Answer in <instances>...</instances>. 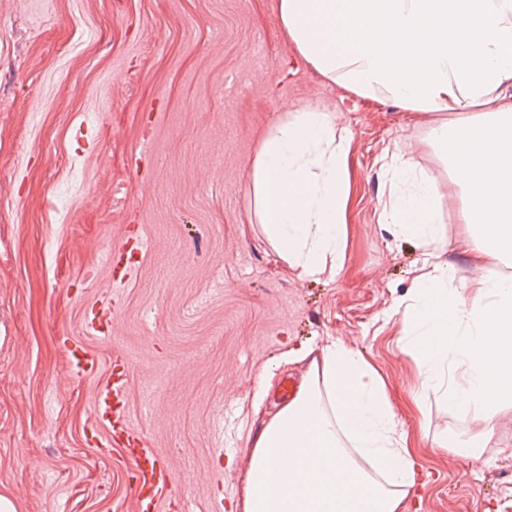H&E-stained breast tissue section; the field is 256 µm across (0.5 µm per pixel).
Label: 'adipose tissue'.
<instances>
[{
	"mask_svg": "<svg viewBox=\"0 0 512 512\" xmlns=\"http://www.w3.org/2000/svg\"><path fill=\"white\" fill-rule=\"evenodd\" d=\"M280 30L321 75L348 90L384 92L435 117L428 141L451 173H416L390 155L401 188L381 222L422 250L401 328L419 356L412 397L440 395L486 447L512 417V0H277ZM351 135L306 104L261 140L250 172L257 221L303 274L336 277L346 258ZM466 233L457 249L476 275L453 287L442 262L444 202ZM312 372L252 443L243 512H402L418 480L409 437L361 352L308 350Z\"/></svg>",
	"mask_w": 512,
	"mask_h": 512,
	"instance_id": "1",
	"label": "adipose tissue"
}]
</instances>
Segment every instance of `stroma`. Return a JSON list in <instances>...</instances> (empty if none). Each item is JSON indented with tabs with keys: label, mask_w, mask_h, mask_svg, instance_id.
I'll use <instances>...</instances> for the list:
<instances>
[{
	"label": "stroma",
	"mask_w": 512,
	"mask_h": 512,
	"mask_svg": "<svg viewBox=\"0 0 512 512\" xmlns=\"http://www.w3.org/2000/svg\"><path fill=\"white\" fill-rule=\"evenodd\" d=\"M307 102L352 132L333 279L281 259L251 203L261 139ZM433 120L318 73L276 0H0V490L19 512H135L133 465L94 419L117 359L130 429L185 489L183 512H242L251 444L282 381L310 371L286 353L335 341L371 363L409 434L423 483L405 512H512V428L456 454L433 438L464 421L438 397L424 415L410 400L418 362L395 306L421 251L379 213L387 151L447 179L424 140ZM137 234L144 256L113 280L107 254ZM103 297L112 331L87 335Z\"/></svg>",
	"instance_id": "1"
}]
</instances>
